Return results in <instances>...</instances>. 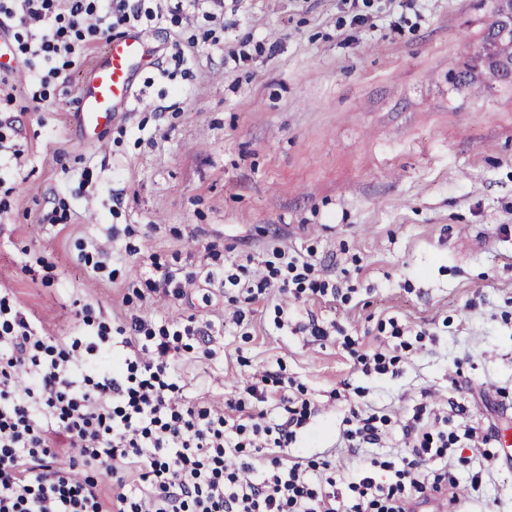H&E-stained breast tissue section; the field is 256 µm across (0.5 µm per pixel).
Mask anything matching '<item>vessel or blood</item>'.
<instances>
[{"instance_id": "vessel-or-blood-1", "label": "vessel or blood", "mask_w": 512, "mask_h": 512, "mask_svg": "<svg viewBox=\"0 0 512 512\" xmlns=\"http://www.w3.org/2000/svg\"><path fill=\"white\" fill-rule=\"evenodd\" d=\"M146 45L141 31L130 30L113 38L108 52L88 66L85 84L72 111L73 122L85 143H99L113 119L128 110L137 76L149 65Z\"/></svg>"}]
</instances>
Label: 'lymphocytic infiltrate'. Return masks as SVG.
<instances>
[{
    "label": "lymphocytic infiltrate",
    "mask_w": 512,
    "mask_h": 512,
    "mask_svg": "<svg viewBox=\"0 0 512 512\" xmlns=\"http://www.w3.org/2000/svg\"><path fill=\"white\" fill-rule=\"evenodd\" d=\"M164 8L165 0H0V32L27 62L38 103L104 32L150 31ZM279 258L295 273L294 297L338 294L300 254ZM83 322L85 334L59 342L0 291V512H429L456 485L446 467L455 449L493 439L492 429L449 415L416 420L403 427L409 454L382 464L387 480L364 462L340 490L288 452L308 402L281 396L285 418L274 425L254 409L268 389L251 381L222 411L182 402L172 343L185 335L207 344L209 330L156 329L139 316L113 330L88 310Z\"/></svg>",
    "instance_id": "1"
}]
</instances>
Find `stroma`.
I'll list each match as a JSON object with an SVG mask.
<instances>
[{"instance_id": "stroma-1", "label": "stroma", "mask_w": 512, "mask_h": 512, "mask_svg": "<svg viewBox=\"0 0 512 512\" xmlns=\"http://www.w3.org/2000/svg\"><path fill=\"white\" fill-rule=\"evenodd\" d=\"M498 9L201 0L151 33L131 109L99 146L73 125L83 69L35 111L17 82V104H0V289L61 341L84 331L86 306L113 327L212 322L207 350L171 358L183 398L222 405L256 371L295 380L312 414L293 448L340 483L367 452L343 436L355 410L387 416L372 449L383 461L405 452L420 410L456 403L470 426L512 427V80L482 66L458 77ZM51 209L60 223L43 222ZM278 249L312 257L342 298L269 288L225 315V270ZM157 262L194 276L183 296L138 290ZM391 317L422 339L387 372H362L356 352L393 348ZM313 318L326 336L306 331ZM496 452L458 450L439 512H512V465L479 467Z\"/></svg>"}]
</instances>
